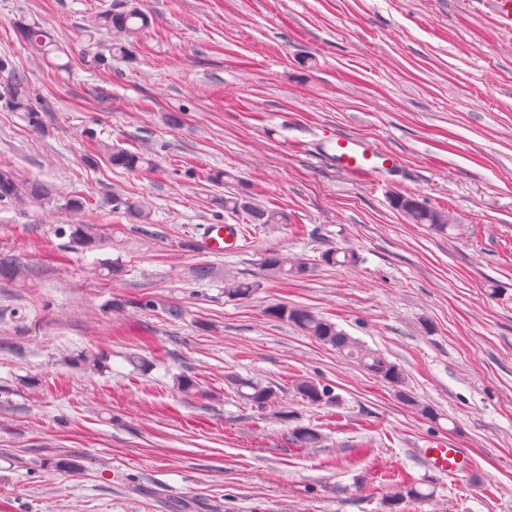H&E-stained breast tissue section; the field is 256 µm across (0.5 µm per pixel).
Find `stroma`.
<instances>
[{
	"mask_svg": "<svg viewBox=\"0 0 512 512\" xmlns=\"http://www.w3.org/2000/svg\"><path fill=\"white\" fill-rule=\"evenodd\" d=\"M112 2L0 0V57L44 119L32 130L0 98V166L50 190L0 203V262L18 270L0 275V512H389L404 474L436 493L398 512H512V30L492 0H140L152 22L125 57L85 30ZM31 21L58 55L31 54ZM331 129L400 167L352 179L322 155ZM93 135L151 166L89 157ZM231 193L289 220L225 212ZM396 194L456 229L411 223ZM142 197L147 224L113 205ZM210 224L241 225V251L206 253ZM337 247L360 263L323 262ZM271 251L313 270L265 276ZM233 277L259 287L229 300ZM278 305L384 355L437 418ZM232 376L274 406L246 405ZM303 378L338 404L303 402ZM298 427L320 441L292 444ZM440 440L466 448L464 479L417 456ZM239 397L257 409H265L276 399V391L270 386H261L249 379L231 377L228 380Z\"/></svg>",
	"mask_w": 512,
	"mask_h": 512,
	"instance_id": "stroma-1",
	"label": "stroma"
}]
</instances>
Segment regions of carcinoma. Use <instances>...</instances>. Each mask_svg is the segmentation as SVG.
<instances>
[{
  "mask_svg": "<svg viewBox=\"0 0 512 512\" xmlns=\"http://www.w3.org/2000/svg\"><path fill=\"white\" fill-rule=\"evenodd\" d=\"M148 24V16L141 9L136 0H117L112 10L104 11L91 19V28L95 32L103 30L117 36V40L110 45L112 53L126 56L129 47L119 40L121 36H128ZM24 40L28 47L36 53L47 55L53 51L48 31L40 24H31L22 27ZM0 72L10 76L8 88V104L15 112L26 113L30 127L38 130L42 127L41 112L34 109L30 103V93L25 77L9 67L7 60L0 59ZM92 149L108 157L112 165L130 172L143 169L148 160L140 153L114 147L103 141H94ZM45 188L38 182L22 183L16 172L7 166H0V201H11L23 195L40 197ZM393 205L402 211L414 224H426L430 228L444 232L455 227V218L450 212L430 207L410 196L396 195ZM127 212L140 222L146 223L151 219V204L145 198L125 203ZM224 210L247 213L253 224H286L288 214L275 209L261 208L253 205L246 199L238 196L224 198ZM360 256L352 249L330 248L322 254V260L329 265L339 267L355 266ZM262 266L271 277L302 278L311 272L307 263L298 259H291L278 252L268 253ZM259 287V282L249 279L233 278L224 282V296L231 300H246L250 298ZM271 313L284 319L303 331L306 335L315 338L324 345L335 348L338 352L356 360L367 372L392 384L398 397L413 406L417 401L406 391L405 378L401 369L387 360L381 354L374 352L355 338L349 336L336 324L305 308H288L277 306ZM239 397L257 409H264L276 399V391L270 386H261L249 379L232 377L229 379ZM296 392L300 398L310 404L331 401L336 398L332 390L314 379H302L296 383ZM290 440L297 446H308L319 442V434L312 428L299 427L291 432ZM429 490L422 489L418 482L400 480L395 483L394 491L388 496V504L396 506L406 501H423L433 495V482H428Z\"/></svg>",
  "mask_w": 512,
  "mask_h": 512,
  "instance_id": "cac0c4a2",
  "label": "carcinoma"
}]
</instances>
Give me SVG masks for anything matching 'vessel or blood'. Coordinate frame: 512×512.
Segmentation results:
<instances>
[{
  "label": "vessel or blood",
  "mask_w": 512,
  "mask_h": 512,
  "mask_svg": "<svg viewBox=\"0 0 512 512\" xmlns=\"http://www.w3.org/2000/svg\"><path fill=\"white\" fill-rule=\"evenodd\" d=\"M326 156L337 170L364 181H375L398 165L395 153L382 149L375 141L355 135L332 133L328 136ZM241 227L237 224H212L201 239L210 253L221 254L239 249ZM419 455L432 471L459 476L465 464L462 449L443 442H432Z\"/></svg>",
  "instance_id": "vessel-or-blood-1"
}]
</instances>
